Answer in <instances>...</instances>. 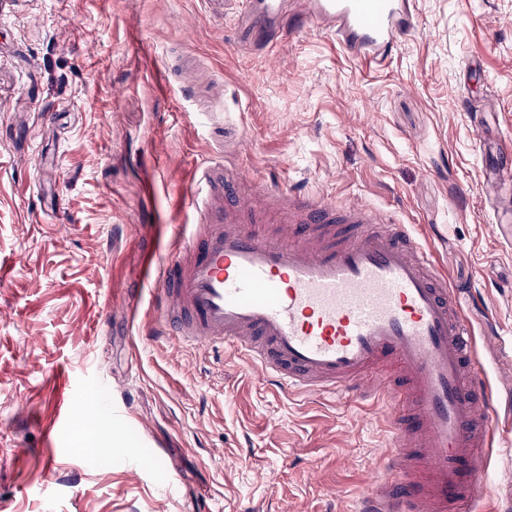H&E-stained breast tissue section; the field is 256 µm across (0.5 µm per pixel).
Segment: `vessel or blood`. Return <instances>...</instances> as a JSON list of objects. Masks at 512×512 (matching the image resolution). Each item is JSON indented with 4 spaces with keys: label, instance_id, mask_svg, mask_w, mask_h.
<instances>
[{
    "label": "vessel or blood",
    "instance_id": "b4317fda",
    "mask_svg": "<svg viewBox=\"0 0 512 512\" xmlns=\"http://www.w3.org/2000/svg\"><path fill=\"white\" fill-rule=\"evenodd\" d=\"M257 47L317 28L349 54L384 65L416 27V0H236ZM243 170L199 167V218L160 266L153 338L231 349L286 398L399 396L383 456L393 472L355 512H447L483 495L488 386L460 298L408 225L349 204L295 196ZM283 208L275 236L262 198ZM419 451L416 464L402 449Z\"/></svg>",
    "mask_w": 512,
    "mask_h": 512
}]
</instances>
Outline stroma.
<instances>
[{
    "label": "stroma",
    "instance_id": "1",
    "mask_svg": "<svg viewBox=\"0 0 512 512\" xmlns=\"http://www.w3.org/2000/svg\"><path fill=\"white\" fill-rule=\"evenodd\" d=\"M417 9L372 70L313 29L252 51L205 0H0V512H352L376 488L383 406L287 400L241 356L140 338L144 260L218 161L431 242L493 396L479 506L512 508V190L488 180L512 163V0ZM76 396L163 467L85 448Z\"/></svg>",
    "mask_w": 512,
    "mask_h": 512
}]
</instances>
